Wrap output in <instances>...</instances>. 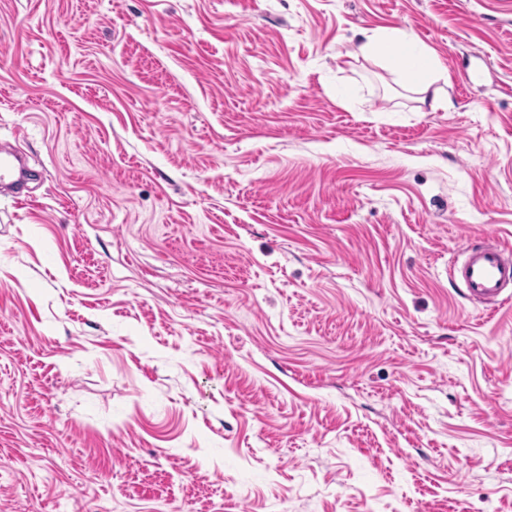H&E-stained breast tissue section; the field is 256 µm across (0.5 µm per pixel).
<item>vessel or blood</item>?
I'll return each mask as SVG.
<instances>
[{"label": "vessel or blood", "instance_id": "1", "mask_svg": "<svg viewBox=\"0 0 512 512\" xmlns=\"http://www.w3.org/2000/svg\"><path fill=\"white\" fill-rule=\"evenodd\" d=\"M22 169L19 157L0 151V185H20ZM469 297L500 306L512 301V256L496 244L468 250L460 265L455 266Z\"/></svg>", "mask_w": 512, "mask_h": 512}]
</instances>
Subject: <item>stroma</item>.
<instances>
[{
    "mask_svg": "<svg viewBox=\"0 0 512 512\" xmlns=\"http://www.w3.org/2000/svg\"><path fill=\"white\" fill-rule=\"evenodd\" d=\"M0 142V512H512V0H0ZM415 42L414 35L406 29L393 27L385 29L375 38L367 41L363 54L379 61L385 67L401 73H414L423 69L437 70L439 63L428 53H420L409 48ZM441 77L442 72H439ZM22 181V169L15 152L0 149V185L19 186ZM465 285L467 295L485 301L495 308L511 302L512 258L498 244L469 249L461 264L454 266Z\"/></svg>",
    "mask_w": 512,
    "mask_h": 512,
    "instance_id": "35a3bbf8",
    "label": "stroma"
}]
</instances>
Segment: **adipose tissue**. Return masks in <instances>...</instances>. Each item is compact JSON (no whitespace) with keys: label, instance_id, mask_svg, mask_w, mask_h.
<instances>
[{"label":"adipose tissue","instance_id":"adipose-tissue-1","mask_svg":"<svg viewBox=\"0 0 512 512\" xmlns=\"http://www.w3.org/2000/svg\"><path fill=\"white\" fill-rule=\"evenodd\" d=\"M414 41V35L408 30L388 28L367 41L362 52L367 58L401 73H414L427 68L438 69V61L431 55L412 51Z\"/></svg>","mask_w":512,"mask_h":512}]
</instances>
